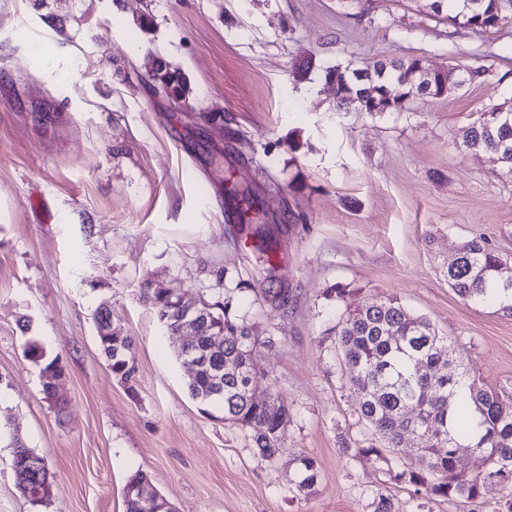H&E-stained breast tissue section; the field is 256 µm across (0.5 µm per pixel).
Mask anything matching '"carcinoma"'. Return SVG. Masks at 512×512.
<instances>
[{"mask_svg":"<svg viewBox=\"0 0 512 512\" xmlns=\"http://www.w3.org/2000/svg\"><path fill=\"white\" fill-rule=\"evenodd\" d=\"M505 0H464L459 11L448 9V0H433L437 15L446 14L448 23L486 31L506 19ZM414 56L385 64L375 61L362 68L337 65L328 69L327 78L336 82L340 96L336 107L356 112L383 114L403 112L408 102L393 94L397 81L415 98L420 92L418 66ZM467 146L494 153L512 173V113L496 109L484 111L470 128ZM458 264L448 268V286L461 299L494 303L495 291L512 294V280L502 276L506 259L491 249L483 237H474L459 247ZM143 301L171 333L185 323L195 324L194 337L180 349L178 358L189 372L188 390L204 405L222 408L224 420L248 433L257 456L270 459L279 454L280 436L288 423V410L268 408L244 396L252 383L265 379V373L251 357L255 337L240 321L229 301H202L199 313L184 306L172 289L162 283L142 289ZM100 349L112 374L128 380L135 372L132 340L112 337L108 308L97 309ZM350 381L359 392L358 415L373 433L361 449L367 456L386 460L385 452L403 447L406 426L419 435L416 451L427 459V471L410 473L409 481L426 491L448 499H476L484 483L512 484V402L472 376L462 363L463 354L432 323L409 311L396 297L368 301L342 318L337 332ZM25 353L41 364L42 373L59 376L66 370L58 356L47 358L36 344ZM464 445L483 456L486 470L472 473L455 455L454 446ZM13 457L26 456L44 463L18 436L10 442ZM303 478L300 488H314L319 478L318 463L311 457L295 458ZM47 469L33 470L23 494L41 502Z\"/></svg>","mask_w":512,"mask_h":512,"instance_id":"cac0c4a2","label":"carcinoma"}]
</instances>
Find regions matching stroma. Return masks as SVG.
<instances>
[{
  "instance_id": "obj_1",
  "label": "stroma",
  "mask_w": 512,
  "mask_h": 512,
  "mask_svg": "<svg viewBox=\"0 0 512 512\" xmlns=\"http://www.w3.org/2000/svg\"><path fill=\"white\" fill-rule=\"evenodd\" d=\"M430 3L0 0V426L45 458L51 483L42 502L23 496L1 438L0 512H126L137 471L178 512H373L382 495L400 512H489L512 499L506 483L472 501L417 488L400 474L427 462L409 447L362 455L371 430L338 349L345 310L394 295L512 400V316L462 301L442 275L480 235L512 260V177L465 145L482 110L512 100V8L473 31ZM412 55L489 73L404 112H337L329 68ZM155 59L186 78L187 112L151 96ZM241 191L265 208L242 226ZM262 232L277 299L239 288L264 275ZM151 282L244 317L288 410L276 458L190 396L182 337L141 299ZM102 304L134 340L130 381L99 347ZM30 341L65 362L64 405L45 399ZM302 453L319 464L309 492Z\"/></svg>"
}]
</instances>
